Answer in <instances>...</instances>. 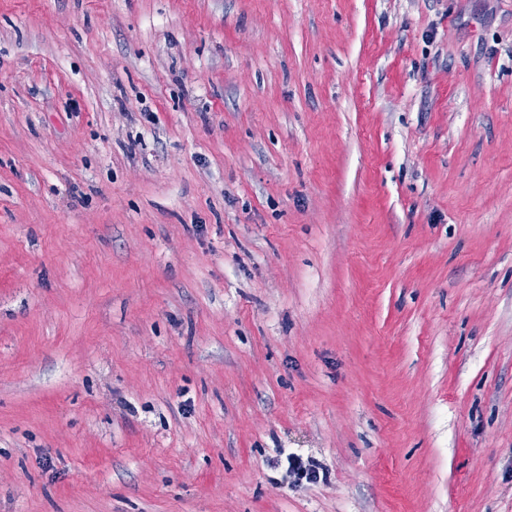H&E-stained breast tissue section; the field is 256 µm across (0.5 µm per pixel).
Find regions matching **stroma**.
I'll return each mask as SVG.
<instances>
[{
	"mask_svg": "<svg viewBox=\"0 0 512 512\" xmlns=\"http://www.w3.org/2000/svg\"><path fill=\"white\" fill-rule=\"evenodd\" d=\"M0 512H512V0H0Z\"/></svg>",
	"mask_w": 512,
	"mask_h": 512,
	"instance_id": "35a3bbf8",
	"label": "stroma"
}]
</instances>
